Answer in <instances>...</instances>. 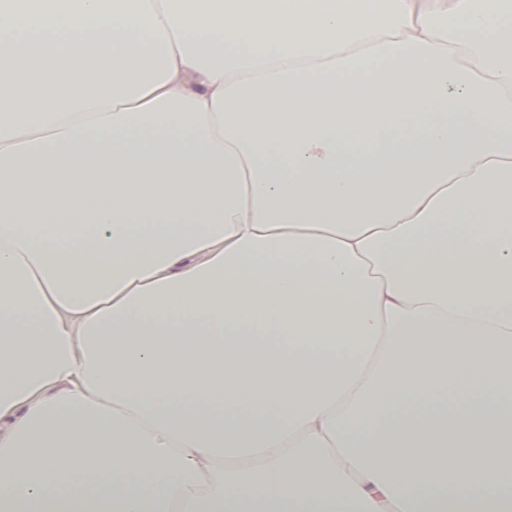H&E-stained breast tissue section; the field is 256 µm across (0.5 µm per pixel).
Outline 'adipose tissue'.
Listing matches in <instances>:
<instances>
[{
	"label": "adipose tissue",
	"instance_id": "1",
	"mask_svg": "<svg viewBox=\"0 0 512 512\" xmlns=\"http://www.w3.org/2000/svg\"><path fill=\"white\" fill-rule=\"evenodd\" d=\"M0 512H512V0H0Z\"/></svg>",
	"mask_w": 512,
	"mask_h": 512
}]
</instances>
